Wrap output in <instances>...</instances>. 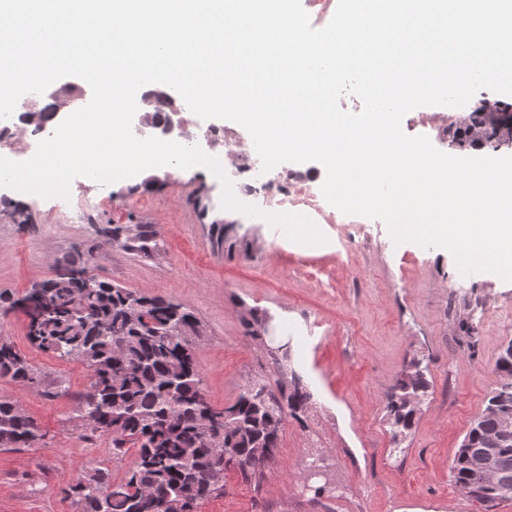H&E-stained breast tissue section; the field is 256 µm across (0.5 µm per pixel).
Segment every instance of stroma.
Here are the masks:
<instances>
[{"label": "stroma", "instance_id": "stroma-1", "mask_svg": "<svg viewBox=\"0 0 512 512\" xmlns=\"http://www.w3.org/2000/svg\"><path fill=\"white\" fill-rule=\"evenodd\" d=\"M206 171L154 168L109 185L75 178L65 206L0 187V290L23 296L70 264L112 284L191 308L206 339L194 356L207 401L233 404L249 381L295 373L310 395L286 416L279 446L250 477L224 475V493L198 512H484L454 483L451 465L496 386L495 363L512 341V283L462 275L450 253L394 244L377 219L331 205L312 219L325 244L301 245L268 224L220 208ZM28 221L15 223L13 210ZM153 225L150 256L108 245L114 226ZM266 316L268 335L244 319ZM24 311L0 313V336L34 366L38 383L0 378L44 435L0 451V512H79L68 490L105 466L122 480L137 456L112 459L108 436L76 418L90 382L81 362L28 339ZM284 337L288 356L272 353ZM421 360L428 396L401 446L391 441L387 396L406 361ZM321 495H314L316 487Z\"/></svg>", "mask_w": 512, "mask_h": 512}]
</instances>
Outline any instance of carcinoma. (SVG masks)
<instances>
[{
	"label": "carcinoma",
	"instance_id": "cac0c4a2",
	"mask_svg": "<svg viewBox=\"0 0 512 512\" xmlns=\"http://www.w3.org/2000/svg\"><path fill=\"white\" fill-rule=\"evenodd\" d=\"M506 110L472 114L461 130L448 126V142L455 148L475 142L492 147L509 128ZM132 232H127L128 228ZM112 228V246L128 253L159 250L151 224ZM81 277H56L35 284L21 298L0 290V310L22 307L30 321L28 337L44 352L82 362L90 371V384L79 397L77 419L91 434L112 438V458L124 457L127 445L138 448L126 477L112 481L110 470L96 468L69 486L80 512H158V502L142 494V488L159 494L172 489L163 512H198L199 506L224 493V474L230 467L243 476L263 462L251 458L257 446L272 456L279 446L286 414L303 410L309 394L295 375L274 382L254 380L246 384L236 401L222 409L204 395V380L194 358L193 311L159 296H149L112 285L87 269L73 266ZM388 395L391 440L399 444L415 424L421 407L408 404L411 397L424 402L429 383L421 361L413 358ZM500 382L488 399L483 414L465 436L470 447L459 449L452 463L457 487L492 512L497 501L512 495V435L496 451L497 465L509 490L484 484L469 473L465 454L485 450L483 437L498 426V414L512 411V342L496 362ZM32 383L36 370L9 340L0 337V378ZM15 402L0 396V450L31 448L44 438L26 415L14 410ZM209 412L220 423L210 436L198 421Z\"/></svg>",
	"mask_w": 512,
	"mask_h": 512
}]
</instances>
